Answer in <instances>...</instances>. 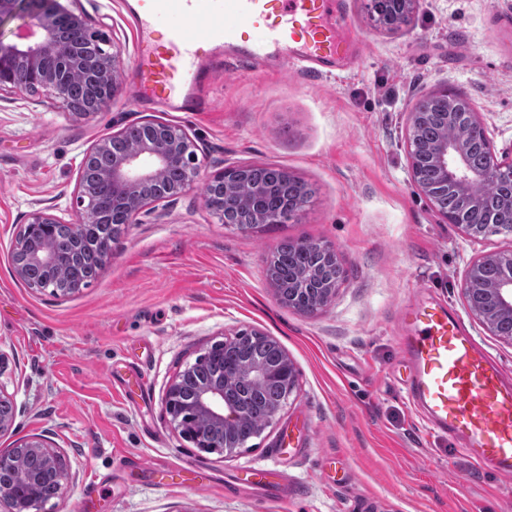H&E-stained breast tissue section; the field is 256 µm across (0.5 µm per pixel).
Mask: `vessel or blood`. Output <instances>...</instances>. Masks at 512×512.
Returning a JSON list of instances; mask_svg holds the SVG:
<instances>
[{
  "label": "vessel or blood",
  "instance_id": "1",
  "mask_svg": "<svg viewBox=\"0 0 512 512\" xmlns=\"http://www.w3.org/2000/svg\"><path fill=\"white\" fill-rule=\"evenodd\" d=\"M331 0H135L134 97L199 110L191 89L215 49L251 64L288 56L312 75L347 51L326 22ZM397 343L413 403L481 469L512 477V380L441 303L401 310Z\"/></svg>",
  "mask_w": 512,
  "mask_h": 512
}]
</instances>
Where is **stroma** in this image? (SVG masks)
I'll list each match as a JSON object with an SVG mask.
<instances>
[{"instance_id":"35a3bbf8","label":"stroma","mask_w":512,"mask_h":512,"mask_svg":"<svg viewBox=\"0 0 512 512\" xmlns=\"http://www.w3.org/2000/svg\"><path fill=\"white\" fill-rule=\"evenodd\" d=\"M349 56L327 77L298 67L216 63L200 112L132 103L131 0H66L122 48L110 111L78 118L46 93L0 96V351L22 412L0 453L47 436L74 479L46 512H512V481L478 469L407 396L396 338L401 308L456 313L512 376V345L486 331L461 294L469 263L512 237L467 236L413 182L408 114L440 89L467 96L498 159L512 162V0H417L409 25L377 26L344 0ZM182 126L198 145V184L140 216L97 278L57 297L12 270L34 209L76 215L82 158L133 123ZM276 164L314 193L274 231L219 224L203 185L227 165ZM334 246L345 279L314 315L280 305L267 258L282 238ZM228 330H259L287 351L299 387L280 418L236 456L197 448L165 412L175 376ZM142 372L144 391L125 381ZM275 471L261 489L245 472ZM208 478L194 489L182 476Z\"/></svg>"}]
</instances>
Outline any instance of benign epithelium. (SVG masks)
I'll return each instance as SVG.
<instances>
[{"label":"benign epithelium","instance_id":"benign-epithelium-1","mask_svg":"<svg viewBox=\"0 0 512 512\" xmlns=\"http://www.w3.org/2000/svg\"><path fill=\"white\" fill-rule=\"evenodd\" d=\"M20 8L27 11L31 22L24 32L18 34V41L0 42V92L36 93L44 90L63 103L69 83L75 78H85L96 87V98L90 109L76 112L74 116L109 111L119 89V46L114 43L112 50H105L103 45L107 41L91 27L86 17L68 9L60 0H0V21ZM143 127L146 136L138 149L112 157L110 164L101 172L102 194L89 196L83 186H77V218L69 224L73 251H79L87 242L86 225L92 223L99 213L119 208L125 212V224H133L140 214H151L147 210L149 205L177 200L198 180L200 160L197 144L184 128L161 122H145ZM430 158L438 170L439 179L432 186L421 187V191L432 201L442 191L451 190L464 195L477 180L512 187V164L493 161L477 172L471 167L462 143L457 140L446 139L438 143ZM172 169L183 171L184 177L175 188L163 191L161 179ZM442 216L470 237L477 238L486 232L481 212L470 204L454 215L444 212ZM60 223L62 220L53 213V208L36 209L28 216L26 231L13 243L11 259L14 272L31 288H41L29 279L31 267L52 273L62 264L60 254L50 243L55 225ZM99 228L97 238L108 256L118 234L117 225L101 221ZM490 264L498 268L499 276L493 288L492 308L484 312L476 304L484 300L481 273ZM316 286L320 291L316 307L302 309L292 304L290 308L305 315H314L332 304L339 285L320 286L313 272L299 277L292 292L298 296ZM461 291L468 307L480 317L483 326L492 335L512 344V332L503 335L499 331L501 324L512 323V251L486 254L473 260ZM238 374L257 385L278 381L291 393L298 389V374L286 353L272 364L243 366ZM3 375L4 371L0 369V404L7 405L8 409L0 412V433L14 426L19 413L15 395L7 390L8 381L1 379ZM226 385L227 376L220 371L198 380L191 395L187 396L178 375L167 389L165 410L181 436L191 438L199 448H220L224 456L233 457L239 448L232 428L236 412L225 396ZM32 458L40 462L41 476L56 483L57 494H62L71 479L60 453L47 439L38 436L19 440L15 452L0 454V502L8 503L10 512H45L48 498L38 493L37 486L32 485L19 492L10 480L14 469Z\"/></svg>","mask_w":512,"mask_h":512}]
</instances>
